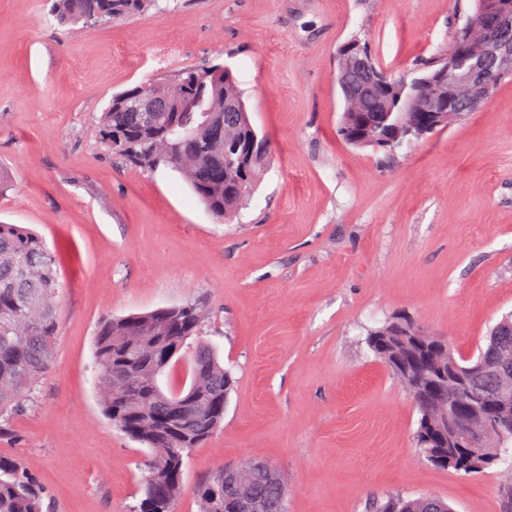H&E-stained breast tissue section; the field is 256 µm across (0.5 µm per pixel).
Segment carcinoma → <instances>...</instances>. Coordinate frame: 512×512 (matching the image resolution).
<instances>
[{"label": "carcinoma", "mask_w": 512, "mask_h": 512, "mask_svg": "<svg viewBox=\"0 0 512 512\" xmlns=\"http://www.w3.org/2000/svg\"><path fill=\"white\" fill-rule=\"evenodd\" d=\"M159 8L158 0H53L52 15L62 26H89L105 19L141 15ZM157 95L169 111L153 120L131 112L127 99L134 94ZM237 107L235 121L225 122L224 107ZM406 98L393 103L389 117L378 111L379 99L371 94L345 100L339 135L357 116H377L394 127L411 116ZM224 121V144L211 139L210 120ZM102 142L130 165L151 172L168 167L180 172L212 216L228 220L252 193L258 171L264 166L269 145L258 137L246 103L231 72L222 65L187 69L171 81L141 83L112 96L98 123ZM242 154L253 149L243 171L224 164V151ZM61 288L55 260L42 237L15 224H0V419L9 422L22 411L25 398L47 371L57 335L54 299ZM204 310L194 304L107 318L100 322L95 357L101 368L100 400L104 414L121 431H137L139 443L149 449L143 498L136 512H175L182 490L185 458L201 447L220 427L233 377L221 364L218 352L201 340ZM503 317L491 329L486 344L471 356L454 350L430 358L414 346L406 357L418 364L408 384L413 398L437 380L438 370L452 368L470 376L473 383H492L490 371L509 345L512 335H501ZM406 322L396 317L372 330L367 344L375 356L388 363L386 350L400 339ZM191 401L195 411L173 417L172 404ZM416 445L433 465L465 475L480 474L502 461L512 467L508 444L512 432L492 434L485 447L466 462L455 448H429L424 443L433 419L420 404ZM245 480L227 491L212 474L198 488L199 512H224V499L279 496L252 464L242 467ZM45 491L18 458L0 455V512H43ZM432 497H391L373 504L374 512H428Z\"/></svg>", "instance_id": "cac0c4a2"}]
</instances>
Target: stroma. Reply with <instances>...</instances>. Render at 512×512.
Returning a JSON list of instances; mask_svg holds the SVG:
<instances>
[{"label": "stroma", "mask_w": 512, "mask_h": 512, "mask_svg": "<svg viewBox=\"0 0 512 512\" xmlns=\"http://www.w3.org/2000/svg\"><path fill=\"white\" fill-rule=\"evenodd\" d=\"M51 5L0 0V223L37 232L63 284L49 368L0 455L57 512H133L148 450L101 411L97 329L200 303L236 385L185 461L175 512H198L212 471L250 461L285 475L287 512H370L396 494L502 512L500 466L425 460L414 404L365 337L406 316L467 356L512 312V80L415 145L338 133L344 43L411 79L473 0H175L71 36ZM205 63L231 71L271 146L229 223L178 172L127 166L95 133L113 94Z\"/></svg>", "instance_id": "35a3bbf8"}]
</instances>
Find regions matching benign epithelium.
I'll use <instances>...</instances> for the list:
<instances>
[{"mask_svg": "<svg viewBox=\"0 0 512 512\" xmlns=\"http://www.w3.org/2000/svg\"><path fill=\"white\" fill-rule=\"evenodd\" d=\"M336 82L350 96L358 94L351 74L362 75L368 84L383 85L387 75L379 71L367 46L348 42L339 50ZM512 75V3L509 0H479L462 27L456 30L455 48L440 59L427 75L413 80L405 134L421 137L433 129L456 123L476 111L496 92L501 80ZM361 143L385 144L388 134L377 135L376 126L362 123ZM497 386L491 393L473 392L469 402L457 401L445 383L435 384L434 399L443 410L437 434L426 439L434 448L448 446V429L462 437L458 448H480L490 430H512V373L507 360L496 370Z\"/></svg>", "mask_w": 512, "mask_h": 512, "instance_id": "obj_1", "label": "benign epithelium"}]
</instances>
